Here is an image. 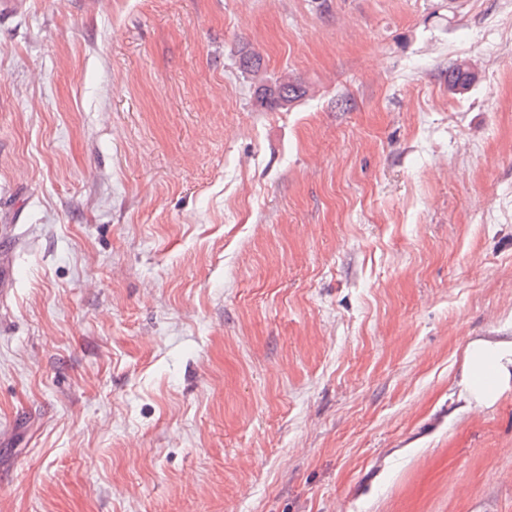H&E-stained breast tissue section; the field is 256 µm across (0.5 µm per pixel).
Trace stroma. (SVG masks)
Instances as JSON below:
<instances>
[{
	"mask_svg": "<svg viewBox=\"0 0 512 512\" xmlns=\"http://www.w3.org/2000/svg\"><path fill=\"white\" fill-rule=\"evenodd\" d=\"M511 323L512 0H0V512H512ZM239 67L250 76L253 81H264V70L262 68L261 58L255 52L242 47L238 52ZM464 64L457 62L448 71V90L453 94H462L461 92L466 90L474 80L473 71L468 67L470 64L465 61ZM275 83H277L280 87L279 98H258L257 102L262 108H267L271 110H288L295 102H297L307 94L306 87L298 80L293 79L288 75L281 77L279 80H276ZM281 99L288 100V107H285L283 105ZM455 388L468 408L489 409L512 393V331L469 340Z\"/></svg>",
	"mask_w": 512,
	"mask_h": 512,
	"instance_id": "1",
	"label": "stroma"
}]
</instances>
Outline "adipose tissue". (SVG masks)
<instances>
[{"instance_id": "adipose-tissue-1", "label": "adipose tissue", "mask_w": 512, "mask_h": 512, "mask_svg": "<svg viewBox=\"0 0 512 512\" xmlns=\"http://www.w3.org/2000/svg\"><path fill=\"white\" fill-rule=\"evenodd\" d=\"M455 387L470 408L488 409L512 394V335L469 340Z\"/></svg>"}]
</instances>
